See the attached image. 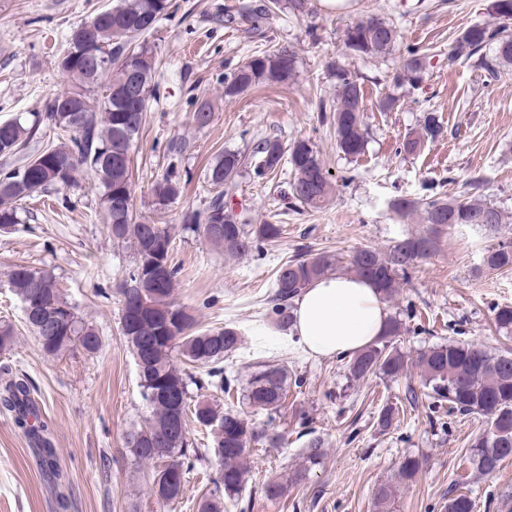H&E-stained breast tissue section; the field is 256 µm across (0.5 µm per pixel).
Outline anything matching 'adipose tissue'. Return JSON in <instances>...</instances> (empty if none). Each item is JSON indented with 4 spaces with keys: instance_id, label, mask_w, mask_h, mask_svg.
<instances>
[{
    "instance_id": "obj_1",
    "label": "adipose tissue",
    "mask_w": 512,
    "mask_h": 512,
    "mask_svg": "<svg viewBox=\"0 0 512 512\" xmlns=\"http://www.w3.org/2000/svg\"><path fill=\"white\" fill-rule=\"evenodd\" d=\"M293 334L313 356L352 354L382 336L389 312L378 288L365 279L326 275L295 302Z\"/></svg>"
}]
</instances>
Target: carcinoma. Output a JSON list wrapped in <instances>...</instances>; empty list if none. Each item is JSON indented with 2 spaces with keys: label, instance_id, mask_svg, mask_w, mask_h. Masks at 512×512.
Masks as SVG:
<instances>
[{
  "label": "carcinoma",
  "instance_id": "carcinoma-1",
  "mask_svg": "<svg viewBox=\"0 0 512 512\" xmlns=\"http://www.w3.org/2000/svg\"><path fill=\"white\" fill-rule=\"evenodd\" d=\"M273 6L295 16L310 11L309 0H272L270 7L241 3L238 16L259 30L272 19ZM172 8V0H112V13L91 27H82L81 35L70 34L68 48L58 58L57 68L69 87L48 99L44 111L34 116L30 125L0 122V127H7L9 132L6 144L0 136L1 155L24 150L29 142L42 138L45 128L58 140L25 164L0 172V231L21 222V201L52 187H67L80 173L101 185L112 238L130 245L135 255L134 266L120 288V325L139 367L142 397L151 409L144 425L127 434V447L137 460L155 464L152 494L171 502L179 498L185 477L194 468L188 453L189 423L193 421L210 431L220 470L215 493L200 503L199 512H221V494H236L243 486L251 445L275 446L282 435L253 426L244 413L230 406L224 409L215 401L192 400L191 384L201 388L209 384L227 395L231 393L233 385L224 377L221 363L238 349L239 333L231 326L195 329L192 317L174 298L177 269L171 261L173 238L168 225L155 224L134 213L130 170L117 159H106L118 136L123 134L133 142L139 135L161 65L157 47L148 41V35ZM491 11L497 22L468 27L448 51V64L469 61L489 83L498 78L502 66L512 64V0H493ZM397 38L395 27L370 16L345 30L343 45L360 58L378 57L392 50ZM490 46L495 48L492 56L486 53ZM101 57L108 58L109 70L96 69ZM426 60L425 55L411 54L401 71L394 74V83H419ZM296 64L295 51L287 48L254 54L224 75V98H236L264 83H286ZM130 69L138 73L144 87L139 99H127L121 90ZM330 71L336 80V105L321 103L319 111L333 112L336 150L357 158L365 153L367 145L361 84L340 64H331ZM72 106L76 111H68ZM254 155L257 159L250 170L237 151L226 150L219 155L206 172L215 195L204 209L183 216V231L202 234L231 257L246 256L264 242L277 241L282 234V225L252 224L230 207L227 198L243 173L249 171L263 179L281 162H287L293 175L290 197L312 209L322 207L332 191L329 171L309 140L297 139L285 148L275 139H265L255 147ZM184 186L179 174L169 170L153 186L155 210H166L181 196ZM393 210L401 218L420 215L424 229L394 241L385 251L358 248L345 266L334 255L311 253L277 268L272 312L279 330L293 327L294 299L319 277L347 272L367 278L389 302L418 262L440 249L448 226L488 231L505 219L501 208L490 201L446 198L438 192L418 199H399L393 203ZM217 215L221 216L222 232L215 236L208 233L207 226ZM483 264L491 270L511 268L512 240L488 249ZM8 281L22 308L32 309L24 319L45 353L58 356L75 349L88 355L98 353L102 338L97 329L79 316L51 273L15 265L9 270ZM493 315L496 328L511 334L512 306H498ZM402 328V320L392 316L385 335L376 343L346 356L350 376L355 380L372 375L393 379L405 374L408 359L396 343ZM180 362L207 368L212 381L206 384L196 379L178 366ZM418 365L423 391L434 403L448 404L450 413L477 414L487 419L488 429L471 443L468 460L479 475L494 474L512 457V354H491L471 343L450 341L423 351ZM287 391L286 367L259 363L250 374L245 400L254 408L272 411L281 406ZM0 408L25 429L27 436L43 443L45 462L53 463L55 450L42 436L48 426L37 424V410L29 399L25 380L5 382ZM421 466L418 457L406 455L398 464L396 477L411 483ZM445 512H475V500L459 493L448 499Z\"/></svg>",
  "mask_w": 512,
  "mask_h": 512
}]
</instances>
